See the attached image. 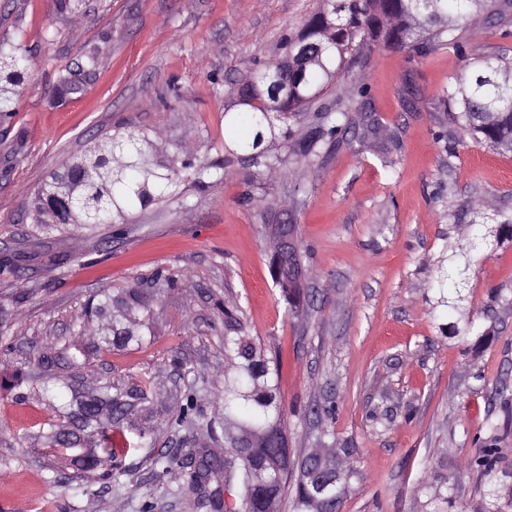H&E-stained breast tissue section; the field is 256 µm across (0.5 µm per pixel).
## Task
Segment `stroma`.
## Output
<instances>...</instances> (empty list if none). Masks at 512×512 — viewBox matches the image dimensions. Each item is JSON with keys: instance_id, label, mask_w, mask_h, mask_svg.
Here are the masks:
<instances>
[{"instance_id": "obj_1", "label": "stroma", "mask_w": 512, "mask_h": 512, "mask_svg": "<svg viewBox=\"0 0 512 512\" xmlns=\"http://www.w3.org/2000/svg\"><path fill=\"white\" fill-rule=\"evenodd\" d=\"M316 0H85L80 16L55 0H0V43L27 49L31 69L17 111L0 123V248L43 239L47 250L90 265L59 276L29 270L0 278L11 323L10 357L34 370L38 350L72 336L92 294L133 284L156 269L177 272L174 293L151 303L142 347L92 356L85 382L123 388L151 377L159 425L154 447L122 459L120 483L85 480L81 491L47 482L63 463L46 453L35 399L0 391V512H195L183 482L160 477L158 453H188V433L165 427L189 391L181 357L209 405L224 379L221 301L243 311L248 334L279 361L288 447L301 457L320 443L351 449L343 512H426L447 492L448 512H484L486 479L470 468L476 437L500 451L496 483L512 487V238L474 256L467 287L448 313L436 307L435 271L470 224L512 214V154L465 135L442 102L464 69L455 53L425 58L377 50L339 82L366 81L376 129L362 126L327 159L303 160L283 137L266 142L275 173L250 182L224 147L233 88L253 61L277 55ZM94 69L84 70L90 50ZM79 72L65 94L60 70ZM144 134L149 156L180 168L184 150L222 165L226 178L135 212L120 235L108 226L41 237L32 201L53 172L105 132ZM456 154L448 156V140ZM287 211L302 241L306 296L289 310L271 274L269 223ZM472 319L480 337L452 336ZM335 404L333 419L315 408Z\"/></svg>"}]
</instances>
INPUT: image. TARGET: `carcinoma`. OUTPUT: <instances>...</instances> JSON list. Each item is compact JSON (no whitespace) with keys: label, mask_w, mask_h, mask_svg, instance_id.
I'll return each instance as SVG.
<instances>
[{"label":"carcinoma","mask_w":512,"mask_h":512,"mask_svg":"<svg viewBox=\"0 0 512 512\" xmlns=\"http://www.w3.org/2000/svg\"><path fill=\"white\" fill-rule=\"evenodd\" d=\"M510 7L507 0L502 4L499 0H321L302 27L280 43L282 54L290 56L299 43L321 49L316 61L288 74V98L271 102L269 63H256L249 75L253 94L230 123L239 127L235 144L245 154L249 180L261 181L275 170L277 158L263 144L275 136L277 121L285 125L298 112L313 113L308 135L292 146L301 158L308 159L342 141L356 127V120L374 119L366 105L368 86L364 83L353 87L347 98H336L334 105L322 103L321 97L351 65L367 61L376 48L420 57L448 48L464 55L466 70L448 85L443 102L456 105L452 120L463 132L496 150L512 152V58L489 56L469 45L467 37L470 18L487 14L502 22ZM28 69L25 52L0 44V119L6 121L16 112ZM142 140V135L132 131L104 136L83 166L70 165L53 176L50 191L57 199L49 204L44 193H39L37 210L48 208L55 227L74 224L92 229L125 220L132 211L174 192L185 179L202 189L226 175L223 167L199 161L189 151L182 169L161 172L142 151ZM490 251L488 231L482 225L474 226L457 260L437 272L438 304L446 307L450 296L460 293L470 257ZM275 283L287 303L293 305L300 299L299 283L278 277ZM177 286V275L161 268L134 286L118 289L115 295H93L84 305L78 333L39 354L37 367L46 378L34 396L49 411L48 418L39 423V434L51 455L69 462L79 475H102L116 482L125 475L112 447V434L123 430L130 416L145 411L150 398L141 387L121 390L108 379L86 385L71 374L57 375L53 370L73 372L85 367L92 354L142 345L146 340L143 324L121 313L162 299ZM222 341L224 384L213 392V413L204 414L197 397L188 394L167 425L192 435L199 430L211 432L219 421L224 426V447L191 449L187 473L173 457H157L154 464L163 475L184 481L199 512H241L262 487L271 488L279 500L291 477L295 478L293 512H342L351 472L349 449L335 448L323 460L310 453L293 458L282 447L286 423L273 381L277 367L246 336L243 317L236 310H224ZM29 384L30 378L21 371L0 379V387L17 398ZM155 439L154 427L140 426L135 441L123 452L149 448ZM499 462V448L487 440L471 466L491 479Z\"/></svg>","instance_id":"carcinoma-1"}]
</instances>
